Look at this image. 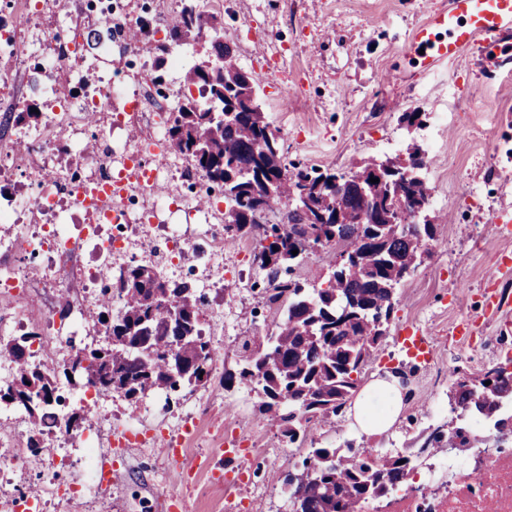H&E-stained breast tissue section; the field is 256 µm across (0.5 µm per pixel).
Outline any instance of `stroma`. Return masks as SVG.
I'll use <instances>...</instances> for the list:
<instances>
[{
  "label": "stroma",
  "mask_w": 512,
  "mask_h": 512,
  "mask_svg": "<svg viewBox=\"0 0 512 512\" xmlns=\"http://www.w3.org/2000/svg\"><path fill=\"white\" fill-rule=\"evenodd\" d=\"M448 0H223L216 13L224 43L254 80L255 92L272 127L279 129L292 162L343 171L368 156H404L410 141L425 142L434 133L438 149L427 158L426 178L439 204L426 214L435 226L429 253L395 290L392 333L374 351L365 378L402 373L411 405L407 420L393 434L376 440L379 448L407 452L418 448L429 427L433 400L447 401L460 377L499 364L501 347H512V308L489 317L478 294L496 285L497 262L512 253V235L498 220L512 221V37L478 42L454 58L422 67L411 33ZM170 0H119L112 51L95 56L73 53L63 73L79 78L133 79L148 87L159 56L153 44L130 45L123 31L143 17L152 24L172 18ZM421 113L422 128L407 131L402 113ZM256 242L243 239L225 246L223 266L214 275L236 284V296L223 302L212 296L201 325L220 352L208 380L171 394L162 414L165 428L194 415L198 434L182 465L158 448L129 449L122 479L94 495L61 501L47 490L59 481L83 480L57 442L27 454L25 466L12 471L0 458V512H14L18 492H35L45 512H161V502L179 491L186 512H289L283 478L310 448L362 444L344 420L311 422L307 442L292 445L279 429L258 416V397L250 388L224 382L238 368L245 340L265 335L281 318L280 307L266 304L267 285L255 262ZM471 320L475 343L451 339L459 321ZM415 325L433 336L437 353L428 363L408 359L395 333ZM153 397L133 403L119 395L92 411L94 428L151 417ZM237 438L253 456L243 482L231 488L212 482L209 468L222 463L225 439Z\"/></svg>",
  "instance_id": "obj_1"
}]
</instances>
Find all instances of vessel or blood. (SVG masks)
<instances>
[{
    "label": "vessel or blood",
    "instance_id": "b4317fda",
    "mask_svg": "<svg viewBox=\"0 0 512 512\" xmlns=\"http://www.w3.org/2000/svg\"><path fill=\"white\" fill-rule=\"evenodd\" d=\"M512 36V0H448L447 11L434 14L412 36L413 47L423 49V62L430 65L456 56L477 39L492 40ZM398 341L406 356L418 361H432L437 347L433 337L419 327L400 330ZM193 426L182 433L161 440L160 445L172 463H180L184 444L193 438Z\"/></svg>",
    "mask_w": 512,
    "mask_h": 512
}]
</instances>
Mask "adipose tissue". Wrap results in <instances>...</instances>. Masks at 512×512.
<instances>
[{
  "label": "adipose tissue",
  "mask_w": 512,
  "mask_h": 512,
  "mask_svg": "<svg viewBox=\"0 0 512 512\" xmlns=\"http://www.w3.org/2000/svg\"><path fill=\"white\" fill-rule=\"evenodd\" d=\"M406 408L398 381L378 378L347 402L341 416L358 435L376 439L394 426Z\"/></svg>",
  "instance_id": "1"
}]
</instances>
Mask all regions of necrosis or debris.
Masks as SVG:
<instances>
[{"mask_svg": "<svg viewBox=\"0 0 512 512\" xmlns=\"http://www.w3.org/2000/svg\"><path fill=\"white\" fill-rule=\"evenodd\" d=\"M68 0H60L55 13L56 32L43 34L38 48L0 29V74L22 71L32 53H39L46 74H53L67 61L65 42L58 30L68 31L71 42L84 40L85 33L74 26ZM123 101L122 111H114L115 101ZM172 106L160 102L152 92L132 93L126 84H111L86 94L77 102L53 100L35 125H24L16 116L9 121V134L0 139V299L20 312L30 310L31 299H41L44 289H56L70 309L85 315L97 306L99 290L106 276L119 270L118 261L126 252L110 231L114 224H132L133 233L147 255L161 257L162 268L172 271L170 250L188 254L199 238L209 240L211 249L200 255L202 274H210L215 258L224 254V236L214 212L198 217L191 201L177 193L158 195L157 185L168 179L173 169L145 163L144 153L159 156L166 152V128ZM97 114L110 135L89 164H81L79 148L87 131L88 114ZM130 125L145 127L135 146H127L118 130ZM26 139L25 152L14 142ZM58 172L55 181H44L43 170ZM122 184L145 197L146 209L130 217L122 199L108 204L99 199L104 187ZM13 256L37 259L33 268L10 264ZM77 323L54 324L43 340L54 350L53 357L38 358L48 374L63 363L72 362L78 350L74 340ZM0 454L12 460L23 457L24 426L19 408L1 404ZM470 433L488 439L485 448L449 451L430 465L425 482L431 495L414 489L390 491L367 503L362 512H512V433L499 436L496 427L477 416L466 419Z\"/></svg>", "mask_w": 512, "mask_h": 512, "instance_id": "1", "label": "necrosis or debris"}]
</instances>
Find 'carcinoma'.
<instances>
[{
	"label": "carcinoma",
	"mask_w": 512,
	"mask_h": 512,
	"mask_svg": "<svg viewBox=\"0 0 512 512\" xmlns=\"http://www.w3.org/2000/svg\"><path fill=\"white\" fill-rule=\"evenodd\" d=\"M198 37L185 6L170 25L169 41L180 46ZM211 47L213 56L224 60V71L204 72V58L184 72L185 87L197 88L201 98L184 96L167 128L168 148L221 189L227 203L224 243L256 240L267 302H287L274 331L244 343L242 363L225 381L253 386L259 414L288 443H302L311 421L332 420L356 391L374 350L389 335L396 286L422 262L435 237L432 224L403 223L429 201L430 188L419 174L425 154L412 143L404 160L392 162L415 163L410 183L389 175L370 182L384 165L374 156L342 173L290 163L279 130L264 112L246 105L254 86L237 65L234 50L217 39ZM228 109L234 115L227 121L212 118V111ZM359 171L368 172V178L357 180ZM300 189L307 190L309 203L296 202ZM323 213L341 216V223H320ZM323 247L353 252L357 261L344 271H331L327 287L310 292L281 277L302 255ZM113 287L122 310L112 316V294L102 289L92 328L104 327L109 341L81 350L79 357L89 361L81 368L85 383L135 402L181 384H203L214 359L200 328L205 297L197 287L169 279L149 263L121 268ZM26 340L0 343V355L10 359L13 371L11 385L0 389V404L22 408L38 426L57 382L31 364ZM509 396L512 371L506 367L458 379L449 396L455 417L433 428L418 453L486 447L485 440L466 430L461 416L477 414L509 431L512 422L499 417L500 403ZM414 469L411 456L399 452L365 456L351 444L314 448L301 477L286 483L291 512H357V505L406 483Z\"/></svg>",
	"instance_id": "1"
}]
</instances>
